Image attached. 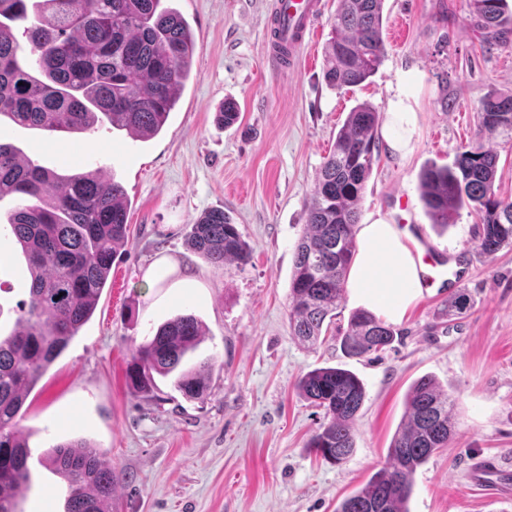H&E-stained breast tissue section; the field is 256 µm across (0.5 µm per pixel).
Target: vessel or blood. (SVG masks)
<instances>
[{"label":"vessel or blood","instance_id":"vessel-or-blood-1","mask_svg":"<svg viewBox=\"0 0 512 512\" xmlns=\"http://www.w3.org/2000/svg\"><path fill=\"white\" fill-rule=\"evenodd\" d=\"M321 14V0H275L266 18L268 52L281 68H292L306 45V35ZM429 282L455 284L460 271L442 258L426 255Z\"/></svg>","mask_w":512,"mask_h":512}]
</instances>
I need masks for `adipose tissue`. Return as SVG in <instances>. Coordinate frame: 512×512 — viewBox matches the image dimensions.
<instances>
[{
  "mask_svg": "<svg viewBox=\"0 0 512 512\" xmlns=\"http://www.w3.org/2000/svg\"><path fill=\"white\" fill-rule=\"evenodd\" d=\"M416 125L408 97L393 95L381 130L389 148L407 154ZM423 273L421 255L413 252L406 235L389 215L379 211L370 214L360 227L357 251L347 275L351 301L385 322H400L423 295Z\"/></svg>",
  "mask_w": 512,
  "mask_h": 512,
  "instance_id": "adipose-tissue-1",
  "label": "adipose tissue"
}]
</instances>
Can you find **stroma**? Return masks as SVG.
Wrapping results in <instances>:
<instances>
[{
    "instance_id": "35a3bbf8",
    "label": "stroma",
    "mask_w": 512,
    "mask_h": 512,
    "mask_svg": "<svg viewBox=\"0 0 512 512\" xmlns=\"http://www.w3.org/2000/svg\"><path fill=\"white\" fill-rule=\"evenodd\" d=\"M168 2L187 19L194 51L156 136L103 124L59 139L0 121V139L28 158L54 170H105L130 201L129 240L94 316L23 406L32 457L22 512H64L67 488L39 458L69 437L89 439L125 474L116 512H336L385 462L409 389L424 375L455 399V428L447 449L416 471L409 512H512V477L490 491L470 479L483 459L512 466V248L480 255L475 213L462 208L448 228L436 227L419 191L424 168L452 164L475 142L482 101L512 95V44L485 41L469 0H385L378 72L334 89L323 67L338 0H322L290 74L267 53L272 0ZM399 91L417 114L412 148L402 157L379 143L360 213L412 225L436 254L460 260L462 277L424 293L397 323L391 349L350 358L334 335L304 348L290 334L288 293L316 175L348 112L367 101L386 116ZM227 100L239 112L228 128L216 120ZM214 208L249 245L247 264L216 267L189 249L192 224ZM162 260L163 279L149 284L146 269ZM28 286L20 246L0 239L1 337L12 333ZM460 294L466 311L445 316ZM179 314L203 323L191 360L214 364L207 393L185 399L162 377L151 392L134 391L135 347ZM322 366L352 371L366 391L354 451L339 465L309 449L324 412L296 390Z\"/></svg>"
}]
</instances>
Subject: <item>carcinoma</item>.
Wrapping results in <instances>:
<instances>
[{"label":"carcinoma","mask_w":512,"mask_h":512,"mask_svg":"<svg viewBox=\"0 0 512 512\" xmlns=\"http://www.w3.org/2000/svg\"><path fill=\"white\" fill-rule=\"evenodd\" d=\"M325 47L324 80L353 87L374 76L385 56L383 0H338ZM472 13L492 38L512 42L508 0H470ZM27 23L30 48L14 29ZM194 41L182 14L163 0H0V117L54 136L84 133L107 122L136 138L158 134L175 109L191 71ZM33 60L25 64V55ZM378 112L358 104L336 134L312 191L307 224L295 253L289 288L292 336L307 347L320 342L325 321L336 317L346 275L357 249L356 224L374 164ZM480 140L452 165L420 174L421 200L433 224L464 206L479 217L477 249L493 256L512 247V202L495 191V140H512V95L481 105ZM20 201L6 217L26 255L28 301L13 333L0 338V512H22L31 448L19 414L37 382L92 317L117 250L128 240L123 185L90 171L61 174L0 141V200ZM191 248L216 267L245 264L247 243L231 218L212 210L188 234ZM204 336L202 323L178 315L160 325L132 355L129 378L143 392L154 375L174 376L185 398L203 397L214 363L184 367ZM398 333L359 309L338 337L342 352L361 357L392 346ZM301 395L325 411L326 422L309 447L332 465L354 450V424L365 398L357 375L317 367L297 384ZM455 401L430 376L417 379L405 420L388 448L387 462L345 498L336 512H409L417 468L448 447ZM40 462L68 488L65 512H112L122 474L86 438L53 445Z\"/></svg>","instance_id":"carcinoma-1"}]
</instances>
